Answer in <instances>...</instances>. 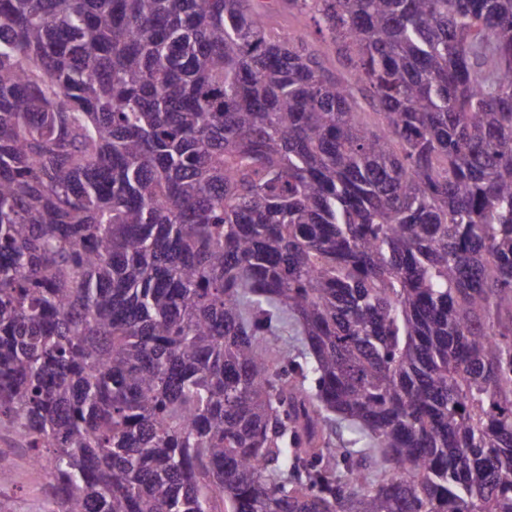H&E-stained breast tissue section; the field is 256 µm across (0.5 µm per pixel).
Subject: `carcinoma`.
I'll use <instances>...</instances> for the list:
<instances>
[{"mask_svg":"<svg viewBox=\"0 0 512 512\" xmlns=\"http://www.w3.org/2000/svg\"><path fill=\"white\" fill-rule=\"evenodd\" d=\"M0 425L52 512H512V0H0Z\"/></svg>","mask_w":512,"mask_h":512,"instance_id":"cac0c4a2","label":"carcinoma"}]
</instances>
